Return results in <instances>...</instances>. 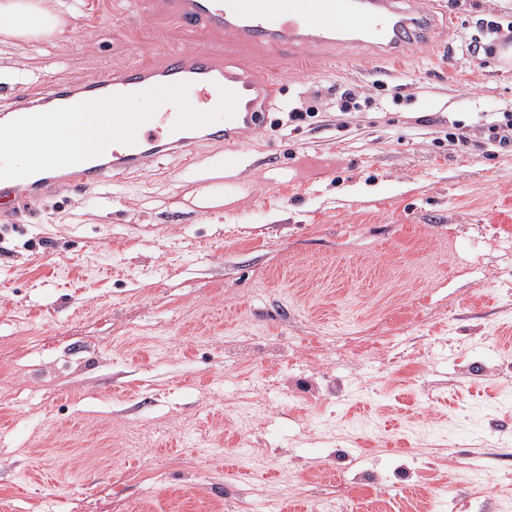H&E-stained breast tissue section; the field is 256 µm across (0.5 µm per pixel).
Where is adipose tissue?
<instances>
[{
  "instance_id": "1",
  "label": "adipose tissue",
  "mask_w": 512,
  "mask_h": 512,
  "mask_svg": "<svg viewBox=\"0 0 512 512\" xmlns=\"http://www.w3.org/2000/svg\"><path fill=\"white\" fill-rule=\"evenodd\" d=\"M66 23L63 0H0V43L48 40Z\"/></svg>"
}]
</instances>
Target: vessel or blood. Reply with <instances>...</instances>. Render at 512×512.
<instances>
[{
    "instance_id": "obj_1",
    "label": "vessel or blood",
    "mask_w": 512,
    "mask_h": 512,
    "mask_svg": "<svg viewBox=\"0 0 512 512\" xmlns=\"http://www.w3.org/2000/svg\"><path fill=\"white\" fill-rule=\"evenodd\" d=\"M161 5L189 32L223 35L222 53L173 49L156 64H131L91 84H55L49 101L60 108L76 99L137 94L186 82L191 106L202 112L218 106L221 90L236 93L234 117L179 129L176 106L164 104L138 128L134 144H119L76 173L60 167L22 181H0V209L23 196L49 197L69 181L99 187L111 177L146 169L159 154L190 153L198 142L222 145L225 168H236L245 138L266 123L282 94L270 59L303 67L310 58L342 48L361 56H395L438 42L441 33L437 0L411 6L402 0H161Z\"/></svg>"
}]
</instances>
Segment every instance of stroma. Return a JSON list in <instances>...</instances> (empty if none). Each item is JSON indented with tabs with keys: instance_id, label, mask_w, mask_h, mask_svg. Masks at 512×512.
Segmentation results:
<instances>
[{
	"instance_id": "obj_1",
	"label": "stroma",
	"mask_w": 512,
	"mask_h": 512,
	"mask_svg": "<svg viewBox=\"0 0 512 512\" xmlns=\"http://www.w3.org/2000/svg\"><path fill=\"white\" fill-rule=\"evenodd\" d=\"M66 4L0 45V113L216 42L157 0ZM485 21L512 8L450 0L397 62L279 67L282 103L373 104L266 124L233 172L202 144L0 216V512H501L461 477L512 476V148L479 126L512 67ZM335 104V103H334ZM372 104L370 97H363L354 86L336 87V112H358Z\"/></svg>"
}]
</instances>
